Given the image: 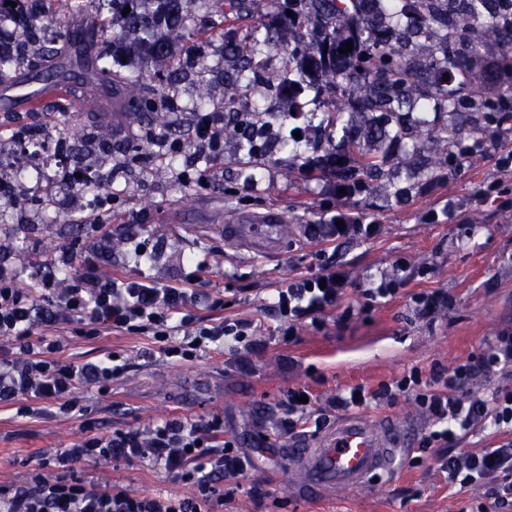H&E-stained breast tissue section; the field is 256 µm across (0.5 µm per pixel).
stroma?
Instances as JSON below:
<instances>
[{"label":"stroma","mask_w":512,"mask_h":512,"mask_svg":"<svg viewBox=\"0 0 512 512\" xmlns=\"http://www.w3.org/2000/svg\"><path fill=\"white\" fill-rule=\"evenodd\" d=\"M69 95H90L99 103L94 112L79 115L63 110L61 101L45 102L35 116L49 131L69 124L97 128L112 141V154L90 151L77 140L79 163L111 168L112 180L102 191L112 197L111 240L99 258L101 274H140L169 283L189 275L188 256L206 258L211 291L230 289L240 300L231 308L200 309L201 324L222 318L245 319L260 328L253 344L211 351L189 362H170L149 334L107 333L88 339L60 332L59 358L90 363L117 355L128 366L113 380L107 394L85 392L80 411L57 407L21 416L15 408L0 407V484L20 483L31 469L53 461L57 450L79 443L87 434L107 436L115 430H137L171 417L200 418L219 412L224 433L236 439L253 465L239 488L215 512H477L482 501L477 489L449 486L446 473L432 460L413 465L411 453L427 433L426 416L411 396L394 401L373 400L357 408L360 416H383L402 430L408 449L392 477L345 494H315L291 475L288 450L306 441L303 433L281 434L286 411L279 405L288 389L309 386L326 406L329 398L360 385L371 391L392 382L411 368L429 371L453 366L483 353L498 332L512 325V219L503 218L493 203L459 209L457 223L441 212L449 201L467 196L474 185L512 183V173L499 171L494 160L478 158L464 181L426 188L407 203H381L374 211L380 234L368 241L343 244L336 261L350 274V286L337 312L323 326L303 322L296 336H276L279 324L271 294L283 280L317 272L322 247L308 238L307 225L319 222L337 206L331 186L314 179L288 176V156L281 152L246 163L233 141H225L224 157L211 162L192 153L166 155L163 142L186 137L192 112H169L164 125L153 113L124 114L121 103L107 98L102 88L80 79L68 83ZM154 130V139L126 154L122 144L141 130ZM205 170L207 185L186 181V174ZM256 172L259 182L245 177ZM0 256L22 269V282L42 271L47 254L93 237L85 219L90 211L75 194H58L53 206L31 207L23 194L0 198ZM276 211L285 231L278 245L248 252L224 241V227L239 217ZM437 222H426L428 212ZM474 231H466V223ZM152 257L134 264L136 247ZM410 269L429 265L425 277L407 278L391 301L368 304L364 294L373 280L392 272L398 258ZM442 289L453 299L450 309L429 318L409 305L412 293ZM347 318H340V311ZM87 480L112 483L148 495L191 494V487L172 481L164 470L146 463L122 461L99 466L80 465Z\"/></svg>","instance_id":"obj_1"}]
</instances>
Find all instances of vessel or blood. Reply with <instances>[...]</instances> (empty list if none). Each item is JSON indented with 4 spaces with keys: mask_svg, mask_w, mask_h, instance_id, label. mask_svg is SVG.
Masks as SVG:
<instances>
[{
    "mask_svg": "<svg viewBox=\"0 0 512 512\" xmlns=\"http://www.w3.org/2000/svg\"><path fill=\"white\" fill-rule=\"evenodd\" d=\"M66 93L65 85L41 83L29 86L19 100L23 107L35 109L44 100ZM281 222L280 213L274 211L243 216L226 225L224 234L250 247L256 241L270 240ZM403 445L404 438L395 424L353 415L321 432L311 447L292 449L288 466L297 479L321 494L362 489L372 479L394 474L404 454Z\"/></svg>",
    "mask_w": 512,
    "mask_h": 512,
    "instance_id": "vessel-or-blood-1",
    "label": "vessel or blood"
}]
</instances>
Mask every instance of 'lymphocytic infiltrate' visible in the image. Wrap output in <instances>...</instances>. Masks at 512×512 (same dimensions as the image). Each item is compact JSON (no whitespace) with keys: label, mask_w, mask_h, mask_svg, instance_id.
<instances>
[{"label":"lymphocytic infiltrate","mask_w":512,"mask_h":512,"mask_svg":"<svg viewBox=\"0 0 512 512\" xmlns=\"http://www.w3.org/2000/svg\"><path fill=\"white\" fill-rule=\"evenodd\" d=\"M171 155L186 148L217 159L224 154V115L197 113L191 141L172 139ZM98 235L81 252L64 248L50 255L48 275L19 287L18 268L0 258V405L17 406L32 414L33 403H54L71 411L87 387L99 393L111 391L114 379L126 366L117 356L97 363L75 365L57 359L60 346L54 332L69 328L76 335L97 337L105 332L152 333L167 358L191 361L199 352L228 343L240 344L253 335L250 321L227 319L202 326L197 308L226 309L223 294L203 288L210 274L206 261L191 259L193 274L172 283H157L128 274L105 277L98 270L100 233L107 225L94 220ZM308 235L326 248L378 236L375 224L337 226L335 219L311 224ZM349 285L348 275L335 260L321 265L317 273L283 281L272 293V306L284 320L283 335H295L302 320L320 323L326 312L338 305ZM512 372V328L502 329L480 357L453 367H434L429 373L409 374L368 391L358 388L336 395L328 409L346 411L370 399L392 400L395 394H412L416 405L429 418L432 428L419 443L421 457L432 458L448 475L449 484L460 488L488 487L493 512L512 506V447L463 450L454 440L477 429L512 427V389L496 388L490 394L468 392L480 377ZM306 388L289 389L285 403L288 419L285 433L322 428L325 410L315 401L301 403ZM63 472L52 476L32 469L18 484L0 485V512H212L224 502V486L238 482L250 461L236 440L225 438L224 417L173 418L146 431H116L109 436L86 437L79 444L57 452ZM109 461L149 463L163 468L173 480L191 485L189 496H148L123 487L100 486L77 476L76 464Z\"/></svg>","instance_id":"obj_1"}]
</instances>
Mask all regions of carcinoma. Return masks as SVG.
<instances>
[{"instance_id": "carcinoma-1", "label": "carcinoma", "mask_w": 512, "mask_h": 512, "mask_svg": "<svg viewBox=\"0 0 512 512\" xmlns=\"http://www.w3.org/2000/svg\"><path fill=\"white\" fill-rule=\"evenodd\" d=\"M17 23L46 26L49 16L65 17L81 9L112 14L99 27L67 29L39 47L43 60L73 48L91 49L101 59L100 39L112 41V61L120 57L168 59L172 69L157 80L152 99L163 101L166 85L178 74L176 47L185 39L187 4L192 0H53L47 14L43 0H13ZM217 10L234 20L224 29V138L243 155H267L268 138L242 124L236 104L243 76L256 68L261 49L283 55L295 81L314 93L323 119L288 116V176L312 175L334 190L336 200L370 201L378 182L387 200L403 202L412 191L461 180L472 159L494 151L495 165L509 170L512 139V0H214ZM130 8L123 14L124 8ZM294 17H289L287 12ZM288 30L274 43L269 28ZM353 50L341 54L347 41ZM496 66L486 67L490 47ZM449 80H444V75ZM89 83L122 86L130 112H161L145 97L139 78L104 67L88 71ZM499 85L495 98L480 85ZM314 128V137L293 132ZM402 149L415 158L403 173L389 176L391 153ZM343 163H338V160Z\"/></svg>"}]
</instances>
